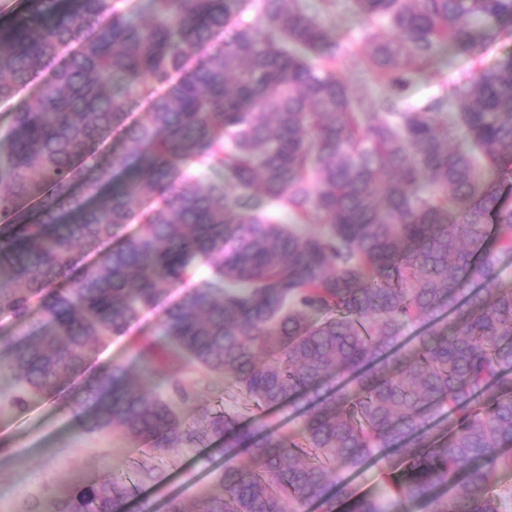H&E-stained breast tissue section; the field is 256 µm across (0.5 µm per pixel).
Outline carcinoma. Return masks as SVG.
I'll return each mask as SVG.
<instances>
[{"label": "carcinoma", "mask_w": 512, "mask_h": 512, "mask_svg": "<svg viewBox=\"0 0 512 512\" xmlns=\"http://www.w3.org/2000/svg\"><path fill=\"white\" fill-rule=\"evenodd\" d=\"M354 3L391 90L377 106L350 94L330 67L338 43L298 0H258V20L222 45L227 0H27L0 26V99L51 70L0 130L12 401L52 394L90 344L125 335L206 267L141 359L222 373L258 410L304 402L289 433L230 412L188 426L148 377L121 364L96 376L74 402L90 430L119 428L158 455L209 434L231 457L249 450L216 491L168 512H395L403 500L501 512L490 477L512 469V285L499 269L512 254V57L448 91L462 145L442 101L401 92L446 45H496L512 0ZM149 86L147 117L83 177ZM410 325L423 331L407 342ZM372 459L392 475L387 501L340 475ZM132 493L106 478L51 512H123Z\"/></svg>", "instance_id": "cac0c4a2"}]
</instances>
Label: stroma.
Masks as SVG:
<instances>
[{
	"instance_id": "35a3bbf8",
	"label": "stroma",
	"mask_w": 512,
	"mask_h": 512,
	"mask_svg": "<svg viewBox=\"0 0 512 512\" xmlns=\"http://www.w3.org/2000/svg\"><path fill=\"white\" fill-rule=\"evenodd\" d=\"M299 2L338 43L333 67L352 94L373 99L386 95L387 86L365 58V44L374 27L357 13L353 0ZM510 54L512 30L495 49L481 56L443 48L429 63L410 70L404 97L413 105L446 97L450 86L469 82L477 71ZM159 318V310L144 312L126 335L92 345L84 372L68 378L54 396H31L20 406L0 399V512H51L55 501L71 487L92 485L105 477L134 476L147 458L146 449L117 428L87 430L69 401L92 375L112 364L142 371L137 351L153 341ZM179 378L189 393L188 400L177 399L165 380H158L156 389L174 401L183 419L192 421L226 410L239 415L242 427L259 421L277 433L295 430L302 421L300 408L293 405L260 412L247 408L232 397L224 376L204 368L184 365ZM224 460L220 440L172 449L159 464V479L135 489L125 512H167L172 498L189 500L215 490Z\"/></svg>"
}]
</instances>
